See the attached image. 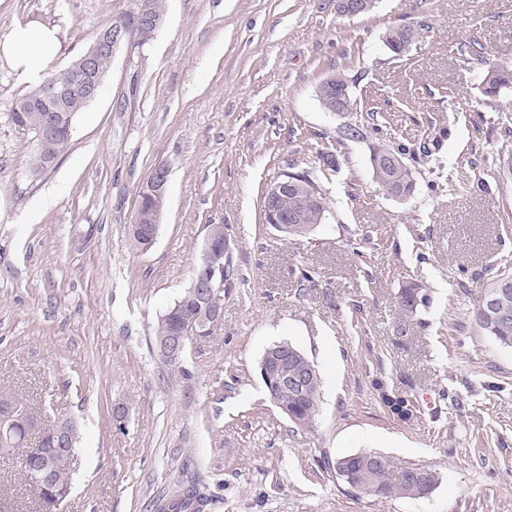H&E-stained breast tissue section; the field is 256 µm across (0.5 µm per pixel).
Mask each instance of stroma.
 Returning a JSON list of instances; mask_svg holds the SVG:
<instances>
[{"instance_id":"35a3bbf8","label":"stroma","mask_w":512,"mask_h":512,"mask_svg":"<svg viewBox=\"0 0 512 512\" xmlns=\"http://www.w3.org/2000/svg\"><path fill=\"white\" fill-rule=\"evenodd\" d=\"M133 4L0 0V38L16 24L56 27L59 70ZM165 4L164 27L117 52L69 151L33 181L20 173L28 137L9 118L28 86L0 55V390L43 420L75 422L61 512H155L190 479L215 498L205 512H512V350L475 323L485 281L512 264V178L499 175L512 88L481 93L488 64L512 59V0H376L352 18L335 0ZM417 21L427 31L394 56L385 30ZM473 39L482 60L460 52ZM333 72L352 92L342 117L317 99ZM379 143L404 149L411 199L374 180ZM160 165L167 205L143 251L129 227ZM285 171L309 172L326 199L324 223L303 237L262 219ZM210 224L229 229L235 276L223 323L188 347L186 379L160 359L153 328L187 287ZM304 270L318 286L302 296ZM407 281L430 302L401 338L394 302ZM281 341L322 378L312 429L289 421L260 376ZM379 373L414 400L412 421L382 405ZM361 451L441 481L420 499L357 494L323 461ZM33 504L17 459L0 458V512Z\"/></svg>"}]
</instances>
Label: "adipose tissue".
<instances>
[{
    "label": "adipose tissue",
    "instance_id": "adipose-tissue-1",
    "mask_svg": "<svg viewBox=\"0 0 512 512\" xmlns=\"http://www.w3.org/2000/svg\"><path fill=\"white\" fill-rule=\"evenodd\" d=\"M59 50L56 29L35 23L14 26L0 40V54L7 58L20 81L32 85L43 79Z\"/></svg>",
    "mask_w": 512,
    "mask_h": 512
}]
</instances>
